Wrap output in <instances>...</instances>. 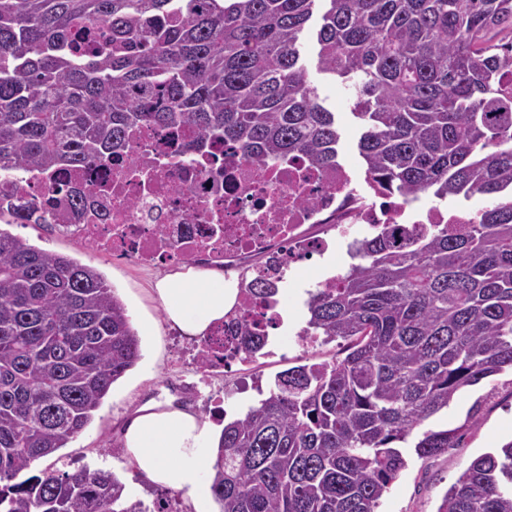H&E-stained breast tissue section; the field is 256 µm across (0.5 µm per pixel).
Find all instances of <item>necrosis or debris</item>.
<instances>
[{
	"label": "necrosis or debris",
	"instance_id": "1",
	"mask_svg": "<svg viewBox=\"0 0 512 512\" xmlns=\"http://www.w3.org/2000/svg\"><path fill=\"white\" fill-rule=\"evenodd\" d=\"M192 131L137 128L129 150L102 166L49 171L0 170V208L22 207L97 253L139 268L223 264L238 287L259 277L284 283L331 241L310 232L329 225L334 242L353 247L361 235L398 226L408 234L434 224H469V209L387 195L367 179L361 194L343 163L319 168L300 157L253 165L230 146L185 150ZM78 189L85 206L75 215L61 205L62 188Z\"/></svg>",
	"mask_w": 512,
	"mask_h": 512
}]
</instances>
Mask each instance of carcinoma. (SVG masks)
I'll return each instance as SVG.
<instances>
[{"label": "carcinoma", "mask_w": 512, "mask_h": 512, "mask_svg": "<svg viewBox=\"0 0 512 512\" xmlns=\"http://www.w3.org/2000/svg\"><path fill=\"white\" fill-rule=\"evenodd\" d=\"M320 0H0V169L103 164L141 126H189L255 164L328 167L341 133L301 58ZM319 71L354 96L365 172L396 195L485 197L471 224L367 237L308 293L300 336L345 358L278 373L224 424L219 512H378L406 467L455 447L420 427L512 370V0H325ZM107 29L111 51L69 50ZM249 297L277 289L250 282ZM251 357L257 318L226 315ZM141 358L114 290L88 264L0 229V512H149L114 473L30 469L77 437ZM437 512H512V441L474 459Z\"/></svg>", "instance_id": "obj_1"}]
</instances>
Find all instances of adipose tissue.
<instances>
[{
    "label": "adipose tissue",
    "instance_id": "ef3b65f1",
    "mask_svg": "<svg viewBox=\"0 0 512 512\" xmlns=\"http://www.w3.org/2000/svg\"><path fill=\"white\" fill-rule=\"evenodd\" d=\"M156 294L165 318L187 336L206 334L233 307L237 291L220 273L169 274ZM220 433L183 407L140 409L122 427L124 453L138 477L190 497L208 512L204 488L216 460Z\"/></svg>",
    "mask_w": 512,
    "mask_h": 512
}]
</instances>
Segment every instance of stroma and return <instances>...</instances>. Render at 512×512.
<instances>
[{"label": "stroma", "mask_w": 512, "mask_h": 512, "mask_svg": "<svg viewBox=\"0 0 512 512\" xmlns=\"http://www.w3.org/2000/svg\"><path fill=\"white\" fill-rule=\"evenodd\" d=\"M304 63L325 106L335 112L342 138L339 155L350 162L357 176H364L358 153L359 127L352 116L354 98L347 87L316 69V45L307 40ZM9 232L26 237L32 244L92 265L125 304L141 341V358L136 366L113 384L90 425L67 447L36 462V469H70L84 466L110 471L119 476L133 496L153 505L168 499L173 512H195L191 500L167 492L161 486L134 475L125 456L121 428L125 419L150 400L173 399L202 418L215 420L217 410L233 419L255 404L259 390L269 388L275 375L307 362L331 361L344 357L347 344L336 340L303 347L298 331L306 324L304 286L322 272L318 262L301 266L295 284L288 287V325L281 338L273 339L271 355L238 366L224 374L216 369L200 371L192 360L194 338L181 335L166 322L154 288L170 274V267L139 269L92 247L73 241L68 235L51 232L33 224H12ZM480 407V421L470 428L458 447L432 458L409 456L407 466L384 494L378 512H437L448 488L478 456L512 440V373L503 372L465 390L447 410L427 420V427L450 429L460 426L472 405Z\"/></svg>", "instance_id": "1"}]
</instances>
